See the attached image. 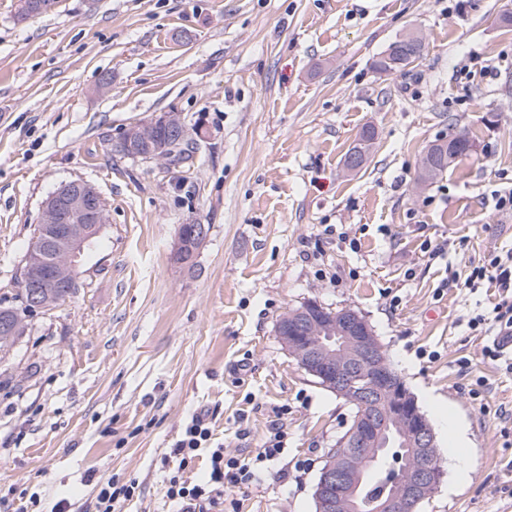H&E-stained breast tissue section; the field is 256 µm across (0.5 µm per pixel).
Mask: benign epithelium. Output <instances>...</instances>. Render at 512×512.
<instances>
[{
	"instance_id": "benign-epithelium-1",
	"label": "benign epithelium",
	"mask_w": 512,
	"mask_h": 512,
	"mask_svg": "<svg viewBox=\"0 0 512 512\" xmlns=\"http://www.w3.org/2000/svg\"><path fill=\"white\" fill-rule=\"evenodd\" d=\"M160 125L179 142L198 133L181 115L163 112L130 126L126 148H145L164 159L155 145ZM40 211L42 236L31 244L19 280L23 304L33 313L52 307L55 289L74 286L78 261L109 223L105 199L82 179L61 184ZM276 334L307 373L358 408L320 469L315 512H363V489L384 468L393 473L395 486L371 502V512H418L443 477L435 432L369 322L352 308L329 314L309 300L280 319ZM392 437L408 450L409 461L386 459L383 449Z\"/></svg>"
}]
</instances>
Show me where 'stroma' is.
<instances>
[{
    "instance_id": "35a3bbf8",
    "label": "stroma",
    "mask_w": 512,
    "mask_h": 512,
    "mask_svg": "<svg viewBox=\"0 0 512 512\" xmlns=\"http://www.w3.org/2000/svg\"><path fill=\"white\" fill-rule=\"evenodd\" d=\"M0 0V305L41 202L84 179L110 214L77 298L31 314L0 356V512H95L104 478L134 484L122 512H174L165 463L192 416L231 452L260 447L275 408L287 451L232 512H315L326 454L350 405L281 345L276 323L316 300L373 327L429 421L432 400L467 428L456 481L420 512H512V373L470 331L498 290L469 291L489 254L512 248V0H60L19 19ZM421 58L380 73L407 32ZM496 76H486V68ZM161 112L202 127L191 160L114 146ZM367 160L345 159L365 128ZM468 134L470 157L418 185L422 154ZM205 224L193 265L178 229ZM442 245L443 257L427 250ZM469 368H460V360ZM479 399L469 390L476 377Z\"/></svg>"
}]
</instances>
